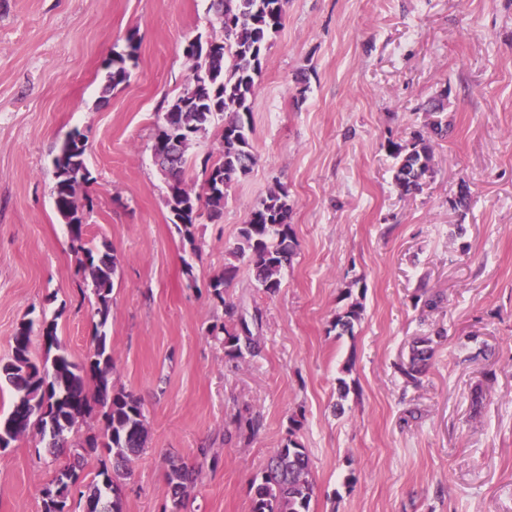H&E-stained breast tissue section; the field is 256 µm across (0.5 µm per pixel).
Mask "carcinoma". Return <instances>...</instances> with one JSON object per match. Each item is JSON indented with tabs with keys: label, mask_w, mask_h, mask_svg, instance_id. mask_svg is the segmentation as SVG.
I'll return each instance as SVG.
<instances>
[{
	"label": "carcinoma",
	"mask_w": 512,
	"mask_h": 512,
	"mask_svg": "<svg viewBox=\"0 0 512 512\" xmlns=\"http://www.w3.org/2000/svg\"><path fill=\"white\" fill-rule=\"evenodd\" d=\"M287 0H210L218 31L207 39L198 36L188 42L185 53L193 62L192 75L181 94L156 127L152 155L167 183L166 207L172 224L182 241L195 246L194 227L202 218L215 220L224 212L229 191L246 176L257 162L253 152L251 100L262 75V57L270 39L281 29ZM137 47L129 44L125 54H118L107 65L103 91L108 93L130 77L127 61L135 58ZM222 118L220 158L203 161V193L186 187L188 165L186 152L196 140L207 136L216 118ZM88 140L74 131L62 143L53 159L54 205L69 229L70 248L89 280L81 293L96 300L98 323L94 348L82 363L72 361L61 348L56 324L42 321L39 336L57 353L49 363L41 365L30 358L34 323H21L12 337L13 354L0 362V383L14 391L12 408L0 417V451L11 443L37 430L46 447L72 448L73 462L57 470L43 492V512H71L69 489L74 487L84 453L104 448L112 454V468L98 471L96 482L86 497L87 512H122V487L130 465L146 447L148 429L139 399L110 385L112 347L105 331L110 316V301L117 258L109 247L88 246L84 208L92 200H79L77 190L91 180L86 163ZM396 159L394 181L402 194L420 190L423 179L431 171V146L420 133L404 144L389 143ZM293 204L282 186L270 191L250 211L239 229L236 245L227 251L224 272L215 277L210 287L213 298L224 306V352L231 359L259 350L246 318L238 306L224 298V288L236 275L238 264L251 269L254 280L264 292L276 293L281 285L282 270L295 254L293 230L289 220ZM352 291L345 293L348 303L336 310L329 331L336 336L353 333L363 315V305L352 301ZM431 339L414 341L407 363L400 372L407 382L418 385L431 358ZM95 393L89 394L88 385ZM103 409L101 432L86 436L84 441L69 439L80 421L89 416L93 405ZM302 420L289 419L288 440L269 458L260 478L253 482L250 512H310L314 493L310 459L296 440ZM170 491V512H182L196 470L185 463H171L166 474Z\"/></svg>",
	"instance_id": "cac0c4a2"
}]
</instances>
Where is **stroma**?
Here are the masks:
<instances>
[{
    "instance_id": "obj_1",
    "label": "stroma",
    "mask_w": 512,
    "mask_h": 512,
    "mask_svg": "<svg viewBox=\"0 0 512 512\" xmlns=\"http://www.w3.org/2000/svg\"><path fill=\"white\" fill-rule=\"evenodd\" d=\"M212 21L209 0H0V361L29 320H56L74 362L92 347L96 304L53 198V159L77 130L87 234L119 261L110 380L148 422L124 512H163L174 461L198 472L185 512H249L299 412L311 512H512V0H288L252 101L257 163L190 247L151 146L191 74L184 48ZM132 40L128 81L102 95ZM416 133L433 174L404 195L388 145ZM278 185L296 255L272 296L240 266L226 297L251 319L261 311V351L231 359L210 333L224 308L209 284ZM347 287L364 311L339 337L329 322ZM424 291L443 296L437 310L417 304ZM419 336L433 355L413 387L399 367ZM245 410L260 422L248 441L234 424ZM63 463L37 431L12 442L0 512H42Z\"/></svg>"
}]
</instances>
